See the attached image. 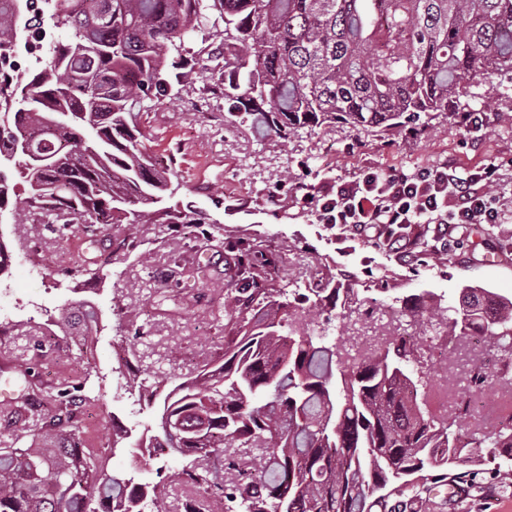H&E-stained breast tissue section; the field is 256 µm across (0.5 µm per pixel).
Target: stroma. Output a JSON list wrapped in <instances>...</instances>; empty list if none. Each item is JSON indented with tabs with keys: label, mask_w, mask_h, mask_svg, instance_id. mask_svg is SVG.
I'll return each mask as SVG.
<instances>
[{
	"label": "stroma",
	"mask_w": 512,
	"mask_h": 512,
	"mask_svg": "<svg viewBox=\"0 0 512 512\" xmlns=\"http://www.w3.org/2000/svg\"><path fill=\"white\" fill-rule=\"evenodd\" d=\"M222 71L208 69L203 80L185 85L153 105L142 118L148 153L173 176L175 194L165 206L204 211L209 221L198 226L159 218L132 231L134 245L120 247L122 228L86 234L75 226L65 238L51 230L48 216L26 215L15 223L12 212L0 215V245L17 262L0 270V390L17 388L15 357L27 353L37 385L91 372L94 400L85 402L80 438L109 472L139 483L170 484L169 512H184L186 496L177 480L187 460L163 456L158 464L138 466L130 442L157 430V409L174 387L171 364L191 372L203 358L224 355V292L237 287L236 262L241 249L261 246L273 257L276 285L284 290L317 282L326 272L349 279L358 302L338 308L330 336L353 326L363 309L397 296L428 293L457 303L462 285H478L512 298V223L499 224L493 237L446 254L439 265L375 246L339 226L319 223L304 208L299 185L331 186L358 179L367 169L407 172L455 158L459 165L494 164L501 174V208L512 215V90L480 82L471 89L469 108L489 115L481 138L460 135L453 112H441L428 127L380 133L346 125L313 127L291 135L287 151L274 142L256 141L224 120ZM289 171L290 184L277 182ZM42 263V275L30 271ZM93 301L102 330L92 344L93 357L78 355L69 337H48L35 309L52 320L63 309ZM401 331L422 347L436 350L425 372L430 386L447 385L468 399L473 421L491 423L512 370L490 337L459 338L447 329L423 325L403 316ZM161 355L144 373L139 354ZM481 363L486 381L472 383V363ZM488 474L481 491L449 502L447 489L425 498L420 512H512V485L496 477L512 467L508 457L485 454Z\"/></svg>",
	"instance_id": "stroma-1"
}]
</instances>
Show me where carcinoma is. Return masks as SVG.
<instances>
[{
    "label": "carcinoma",
    "instance_id": "obj_1",
    "mask_svg": "<svg viewBox=\"0 0 512 512\" xmlns=\"http://www.w3.org/2000/svg\"><path fill=\"white\" fill-rule=\"evenodd\" d=\"M0 0V59L28 49L37 30L26 9ZM51 57L0 85V167L14 169L24 195L0 175V209L21 217L48 209L60 231L151 224L148 207L172 179L143 145L135 108L192 79L185 38L215 12L229 122L281 149L306 127L341 123L394 132L468 96L477 79L512 83V0H44ZM71 33L65 43L55 33ZM240 286L224 293V361L212 360L165 396L161 437L138 440L141 457L168 450L209 460L220 450L224 477L194 464L181 480L203 487L186 512H417L432 485L479 487L473 444L512 457V425L465 439L430 409L420 356L402 338L361 361L341 357L326 330L300 331L294 318L331 321L344 287L328 275L286 293L271 261L247 249ZM288 300H282L284 296ZM466 284L458 303L418 304L430 325L479 331L512 357V299ZM99 318L70 308L61 327ZM0 431V512H166L165 485L107 472L79 442L76 420L90 373L76 384L32 388L30 368ZM45 448H23L28 433ZM240 448H263L246 459ZM97 501L101 510L91 507Z\"/></svg>",
    "mask_w": 512,
    "mask_h": 512
}]
</instances>
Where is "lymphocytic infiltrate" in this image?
<instances>
[{
	"label": "lymphocytic infiltrate",
	"instance_id": "f902f5d3",
	"mask_svg": "<svg viewBox=\"0 0 512 512\" xmlns=\"http://www.w3.org/2000/svg\"><path fill=\"white\" fill-rule=\"evenodd\" d=\"M498 179L491 165L466 169L440 163L412 173L368 170L333 188L306 185L301 198L313 204L321 223L346 227L375 245L411 255L418 228L453 250L463 241L458 227L504 223L506 215L492 191Z\"/></svg>",
	"mask_w": 512,
	"mask_h": 512
}]
</instances>
